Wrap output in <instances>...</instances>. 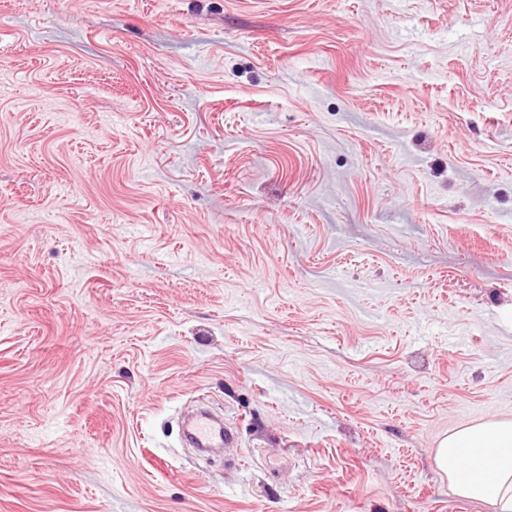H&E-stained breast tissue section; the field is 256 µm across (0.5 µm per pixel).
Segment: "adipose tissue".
Segmentation results:
<instances>
[{"label":"adipose tissue","mask_w":512,"mask_h":512,"mask_svg":"<svg viewBox=\"0 0 512 512\" xmlns=\"http://www.w3.org/2000/svg\"><path fill=\"white\" fill-rule=\"evenodd\" d=\"M454 492L512 512V422L487 421L444 438L435 456ZM467 479H459V470Z\"/></svg>","instance_id":"obj_1"}]
</instances>
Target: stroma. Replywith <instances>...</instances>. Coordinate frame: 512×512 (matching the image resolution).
<instances>
[{
	"instance_id": "35a3bbf8",
	"label": "stroma",
	"mask_w": 512,
	"mask_h": 512,
	"mask_svg": "<svg viewBox=\"0 0 512 512\" xmlns=\"http://www.w3.org/2000/svg\"><path fill=\"white\" fill-rule=\"evenodd\" d=\"M487 420L512 0H0V512H493ZM190 434L201 447H219L232 439V434L223 429L210 416L201 414L190 425ZM484 448H494V457L487 458ZM435 460L458 496L487 502L495 512H512V422L487 421L449 435L440 442ZM461 466L469 473L466 480L458 477Z\"/></svg>"
}]
</instances>
